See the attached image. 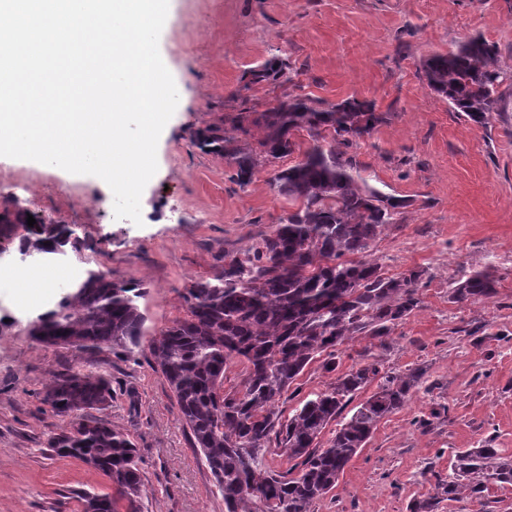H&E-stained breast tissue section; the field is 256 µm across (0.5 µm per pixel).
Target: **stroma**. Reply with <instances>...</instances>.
Returning <instances> with one entry per match:
<instances>
[{
	"label": "stroma",
	"instance_id": "1",
	"mask_svg": "<svg viewBox=\"0 0 512 512\" xmlns=\"http://www.w3.org/2000/svg\"><path fill=\"white\" fill-rule=\"evenodd\" d=\"M478 35L512 70V0H173L159 51L180 101L158 141L142 225L115 219L93 176L32 160L0 161V197H18L87 238L89 250L57 259L58 270L93 268L143 283L144 334L152 337L185 315L192 280L221 275L226 258L271 234L292 208L268 179L299 154L242 186L222 156L194 145L195 132L227 126L244 96L260 110L289 96L374 101L389 118L351 153L369 185L408 205L370 252L386 276L423 271L421 304L386 343L349 345L339 368L371 355L385 370L419 368L424 378L378 423L315 512H410L436 476H447L454 451L487 444L512 453V85L499 88L498 109L481 127L430 91L421 70L433 53ZM275 57L289 61L291 83L246 85L248 70ZM484 268L499 279L494 298L449 300L450 283ZM24 269L14 255L0 257V512H77L75 493L109 491L99 472L45 446L52 416L40 394L55 374L78 368L112 379L105 416L137 446L140 512H224L149 351L37 342L29 319L69 283L57 280L40 306L22 307L12 277Z\"/></svg>",
	"mask_w": 512,
	"mask_h": 512
}]
</instances>
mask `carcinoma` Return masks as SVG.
I'll return each instance as SVG.
<instances>
[{"label": "carcinoma", "mask_w": 512, "mask_h": 512, "mask_svg": "<svg viewBox=\"0 0 512 512\" xmlns=\"http://www.w3.org/2000/svg\"><path fill=\"white\" fill-rule=\"evenodd\" d=\"M498 49L481 36L455 52L435 53L423 63L427 87L456 112L488 124L498 88L512 71L497 63ZM288 63L272 59L248 71V83L276 84ZM388 114L367 99L328 103L295 96L258 112L247 106L230 119V130L208 126L195 137L200 149L235 168V180L250 183L268 163L301 152L294 165L276 171L269 184L299 203L275 230L228 262L215 278L186 289L187 315L149 341L155 367L168 382L175 405L190 429L224 497V512H314L336 488L345 466L366 446L378 423L402 409L422 373L386 372L379 360L363 358L336 383L308 395L283 415L280 403L315 359L331 373L339 347L361 338L382 340L420 307L424 271L388 277L371 258L372 243L393 223L404 202L361 183L348 149L370 136ZM311 143L301 149L297 133ZM13 199L0 201V255L38 260L91 248L66 224L33 215ZM497 294V279L485 269L452 283L449 300L483 301ZM144 287L87 268L70 292L28 324V334L52 347L132 353L141 349ZM243 365L242 388L224 390L231 362ZM376 389L326 442L319 438L347 404L371 384ZM51 415L68 420L60 432L47 426L46 447L100 472L112 492L77 495L79 512H139L144 482L130 435L102 413L112 406V383L102 372L69 370L41 393ZM276 441L295 461L286 473L265 458ZM512 486V454L483 446L452 455L448 478L436 477L414 512H433L444 501H474L489 486Z\"/></svg>", "instance_id": "carcinoma-1"}]
</instances>
